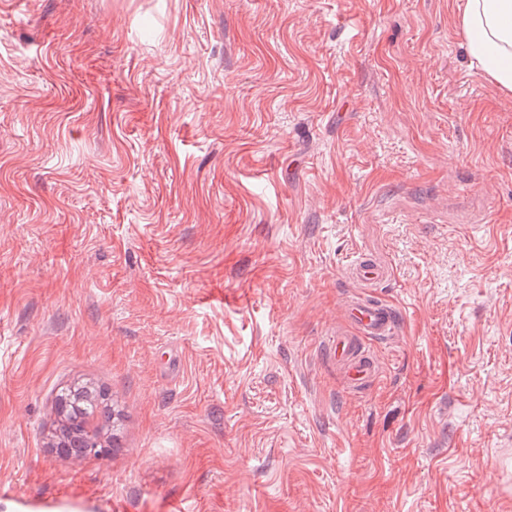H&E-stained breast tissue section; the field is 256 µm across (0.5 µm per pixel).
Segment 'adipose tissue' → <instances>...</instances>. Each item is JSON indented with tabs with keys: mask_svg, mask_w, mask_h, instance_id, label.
Here are the masks:
<instances>
[{
	"mask_svg": "<svg viewBox=\"0 0 512 512\" xmlns=\"http://www.w3.org/2000/svg\"><path fill=\"white\" fill-rule=\"evenodd\" d=\"M457 19L471 67L511 95L512 0H460Z\"/></svg>",
	"mask_w": 512,
	"mask_h": 512,
	"instance_id": "adipose-tissue-1",
	"label": "adipose tissue"
}]
</instances>
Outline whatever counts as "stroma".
<instances>
[{
	"mask_svg": "<svg viewBox=\"0 0 512 512\" xmlns=\"http://www.w3.org/2000/svg\"><path fill=\"white\" fill-rule=\"evenodd\" d=\"M459 0H0V512H512V96ZM359 254L399 334L325 345ZM109 390V458L50 446ZM346 276L356 285L372 287L386 280L388 274L374 259L358 255L346 267Z\"/></svg>",
	"mask_w": 512,
	"mask_h": 512,
	"instance_id": "obj_1",
	"label": "stroma"
}]
</instances>
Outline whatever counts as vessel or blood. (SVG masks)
Masks as SVG:
<instances>
[{
  "mask_svg": "<svg viewBox=\"0 0 512 512\" xmlns=\"http://www.w3.org/2000/svg\"><path fill=\"white\" fill-rule=\"evenodd\" d=\"M346 276L356 285L372 287L386 280L388 274L374 259L359 255L348 264ZM344 319L348 327L330 337L328 353L346 385L361 391L372 383L378 369L370 343L393 336L399 321L391 305L359 296L347 300Z\"/></svg>",
  "mask_w": 512,
  "mask_h": 512,
  "instance_id": "obj_1",
  "label": "vessel or blood"
}]
</instances>
